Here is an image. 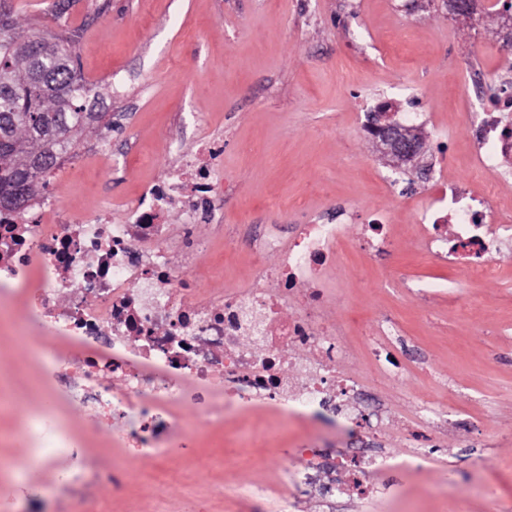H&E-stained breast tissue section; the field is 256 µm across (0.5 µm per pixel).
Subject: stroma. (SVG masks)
Segmentation results:
<instances>
[{"label":"stroma","mask_w":512,"mask_h":512,"mask_svg":"<svg viewBox=\"0 0 512 512\" xmlns=\"http://www.w3.org/2000/svg\"><path fill=\"white\" fill-rule=\"evenodd\" d=\"M30 34L78 31L77 69L99 93L105 122L88 128L89 146L108 138V156L69 159L48 181L74 217L107 208L113 223L142 187L174 173L175 128L183 151L208 135L224 140L221 230L202 224L208 252L196 258L203 298L250 285L257 274L249 245L259 224H315L349 212L347 244L327 281V319L347 323L348 360L339 370L375 391L389 412L381 445L404 455L420 425L418 400L439 407L428 464L378 476L379 491L359 504L304 498L302 512H501L512 505V244L496 257L493 280L470 287L456 266L424 256L415 227L417 200L442 178L480 181L471 137L467 71L504 72L494 55L491 20L455 23L445 0H0ZM393 100L395 119L417 113L425 134L422 178L377 156L366 114ZM390 214L389 246L364 248L365 226ZM433 281L429 295L417 281ZM391 320L398 336L383 334ZM38 361L0 316V512H54L70 496L76 512H236L232 489L275 485L287 450L309 433L301 422L249 407L228 415L216 403L196 421L189 448L148 462L121 491L59 484L100 456H131L134 441L111 444L109 426L90 427L73 395L36 386ZM32 385L29 403L14 390ZM54 396L55 420L72 434L74 455L52 469L16 470L14 435L27 413Z\"/></svg>","instance_id":"obj_1"}]
</instances>
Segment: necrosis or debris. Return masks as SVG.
<instances>
[{"instance_id":"4bbe7bcc","label":"necrosis or debris","mask_w":512,"mask_h":512,"mask_svg":"<svg viewBox=\"0 0 512 512\" xmlns=\"http://www.w3.org/2000/svg\"><path fill=\"white\" fill-rule=\"evenodd\" d=\"M480 108L475 143L483 183L436 181L416 217L427 256L463 265L472 284L494 276L498 239L512 240V216L495 200L500 165L512 160V123L503 119L512 112V85ZM223 154L222 140L200 141L183 154L176 174L147 183L120 224L104 210L72 222L59 199L0 210V311L26 294L14 336L47 331L49 343L32 349L42 362L39 379L80 396L92 424L106 416H153L149 435L137 439L141 457L188 447L195 427L176 419L174 408L190 403L208 414L220 396L228 414L261 405L287 420L364 428L351 451L315 443L294 449L283 469L280 512H295L307 490L325 500L365 498L376 476L421 467L431 435L415 430L418 447L403 459L369 447L385 413L378 405L364 411L368 392L338 372L346 324L322 315L331 298L324 276L346 216L303 225L287 241L256 239V254L280 251V264L260 267L249 287L201 300L195 261L207 244L195 228L215 221L224 203ZM175 210L178 226L169 221ZM287 307L292 315H284ZM16 437L24 449L15 459L21 468L36 454L52 464L75 445L47 406Z\"/></svg>"}]
</instances>
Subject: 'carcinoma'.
Segmentation results:
<instances>
[{
    "label": "carcinoma",
    "mask_w": 512,
    "mask_h": 512,
    "mask_svg": "<svg viewBox=\"0 0 512 512\" xmlns=\"http://www.w3.org/2000/svg\"><path fill=\"white\" fill-rule=\"evenodd\" d=\"M77 37L76 32L63 31L48 39L34 38L10 13H0V207H25L46 186L61 156L104 117L86 111L97 92L77 75ZM35 59L51 80L38 84L29 79ZM35 154L49 161L43 171L30 175L26 163Z\"/></svg>",
    "instance_id": "1"
}]
</instances>
